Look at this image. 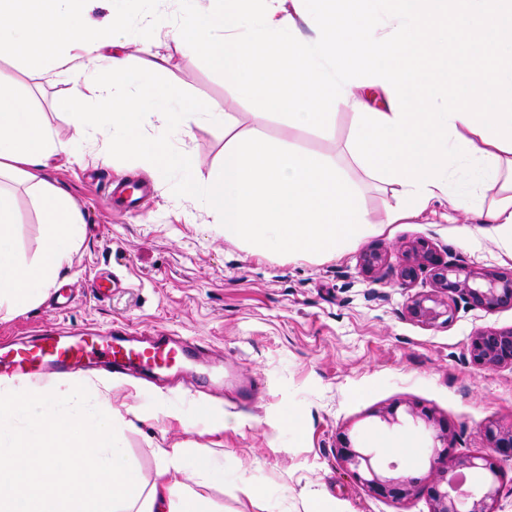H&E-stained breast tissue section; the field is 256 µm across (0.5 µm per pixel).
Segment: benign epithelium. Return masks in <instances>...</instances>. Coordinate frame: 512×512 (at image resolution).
I'll return each mask as SVG.
<instances>
[{"label": "benign epithelium", "mask_w": 512, "mask_h": 512, "mask_svg": "<svg viewBox=\"0 0 512 512\" xmlns=\"http://www.w3.org/2000/svg\"><path fill=\"white\" fill-rule=\"evenodd\" d=\"M429 273L433 288L411 297L406 305L410 319L435 324L449 315L448 300L459 298L487 310L512 307V278L468 270L438 257L435 249L423 238L405 245L398 276L402 284L414 282L419 273ZM471 360L478 366L495 369L512 367V328L483 330L471 337ZM414 423H423L433 440L430 460V482L426 492L430 512H497L501 472L498 458H512V424L489 423L484 436L489 452L455 456L451 452L448 422L437 418L425 406L412 404L404 409ZM338 455L352 478L370 494L401 502L420 489L421 479L397 472V464L386 466L374 460V454L355 446L341 433ZM467 469L481 479L467 490L461 489L460 471Z\"/></svg>", "instance_id": "benign-epithelium-1"}]
</instances>
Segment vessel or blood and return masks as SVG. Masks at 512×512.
<instances>
[{"instance_id": "vessel-or-blood-1", "label": "vessel or blood", "mask_w": 512, "mask_h": 512, "mask_svg": "<svg viewBox=\"0 0 512 512\" xmlns=\"http://www.w3.org/2000/svg\"><path fill=\"white\" fill-rule=\"evenodd\" d=\"M148 193L147 185L133 188L122 182L109 185L105 200L134 209ZM210 359L209 348L197 340L175 336L136 337L118 328L104 340L47 335L39 343L7 349L0 354V365L12 374L25 376L36 372L69 374L101 363L117 374L134 369L153 378L159 369Z\"/></svg>"}]
</instances>
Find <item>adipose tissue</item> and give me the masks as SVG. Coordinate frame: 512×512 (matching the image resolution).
<instances>
[{
  "label": "adipose tissue",
  "mask_w": 512,
  "mask_h": 512,
  "mask_svg": "<svg viewBox=\"0 0 512 512\" xmlns=\"http://www.w3.org/2000/svg\"><path fill=\"white\" fill-rule=\"evenodd\" d=\"M177 21L151 14L107 28L91 0H0V51L47 76L96 85L71 100L78 140L100 137L101 161L126 160L155 177L176 175L225 240L268 254L332 257L384 225L417 219L437 201L478 224L512 229V0H176ZM175 37L248 100L255 117L324 129L351 117L345 151L391 193L380 212L335 160L293 150L260 129L235 131L215 104L155 81L157 56L132 84L129 43L149 53ZM165 105L159 134L148 114ZM224 127V157L202 173L172 149L192 125ZM71 144L0 78V311H22L55 285L83 233L76 202L47 177ZM43 227L32 260L16 248L17 189ZM104 384L95 405L81 388L50 391L0 377V512H208L195 485L224 472L180 443L156 448L144 484L113 434L121 416Z\"/></svg>",
  "instance_id": "ef3b65f1"
}]
</instances>
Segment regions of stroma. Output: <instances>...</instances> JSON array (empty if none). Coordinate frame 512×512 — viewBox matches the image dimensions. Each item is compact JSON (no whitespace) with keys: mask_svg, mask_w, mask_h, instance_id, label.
Returning <instances> with one entry per match:
<instances>
[{"mask_svg":"<svg viewBox=\"0 0 512 512\" xmlns=\"http://www.w3.org/2000/svg\"><path fill=\"white\" fill-rule=\"evenodd\" d=\"M159 51L169 59L162 81L225 107L239 128L257 123L248 102L205 60L170 38ZM0 75L65 142L75 138L65 102L97 95L92 85L65 75L44 78L6 55L0 56ZM260 123L273 140L334 156L347 139L350 118L338 113L325 130L292 126L281 116ZM175 145L192 150L208 171L224 156V130L198 123ZM47 175L78 204L84 239L56 289L22 312L0 313V344L28 342L44 329L105 336L122 326L154 336H192L224 357L220 394L214 372L203 368L192 377L168 372L149 381L132 374L112 390L113 405L128 411L115 432L144 480L155 474L156 446L178 442L190 453L213 457L228 477L245 474L268 495L274 512H309L314 497L324 512H429L425 493L396 503L357 484L337 456L339 433L365 445L375 435L411 436L419 447L414 459L387 448L375 454L423 477L429 432L408 418L387 426L379 410L399 401L429 407L448 422L460 456L487 450L489 422L512 423V368L478 367L468 351L476 332L512 327V307L489 311L458 299L450 304L448 322L421 324L408 317L406 304L430 291L431 280L423 273L406 286L397 276L404 246L419 237L443 260L510 275L512 256L499 245V225L461 223L447 204L437 203L413 223L387 225L334 257L270 256L225 241L220 225L183 200L173 179L128 171L121 162L105 164L90 154ZM115 179L151 187L139 212L105 203L104 186ZM18 207L16 247L30 259L41 248L42 226L26 195H19ZM373 247L381 249L383 262L367 275L360 256ZM95 283L104 285V295L92 292ZM243 384L255 389L246 402L236 394ZM291 409L301 417L287 428L282 417ZM223 416L240 418L241 427L215 431L214 420ZM197 492L210 512H259L229 481Z\"/></svg>","mask_w":512,"mask_h":512,"instance_id":"stroma-1","label":"stroma"}]
</instances>
